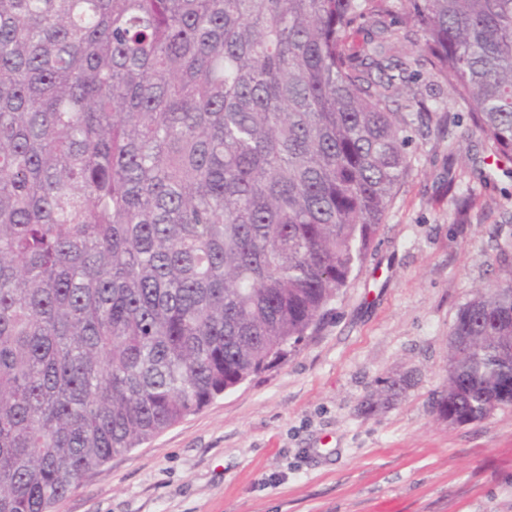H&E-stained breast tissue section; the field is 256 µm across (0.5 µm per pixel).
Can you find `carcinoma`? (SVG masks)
<instances>
[{"instance_id":"1","label":"carcinoma","mask_w":512,"mask_h":512,"mask_svg":"<svg viewBox=\"0 0 512 512\" xmlns=\"http://www.w3.org/2000/svg\"><path fill=\"white\" fill-rule=\"evenodd\" d=\"M463 121L512 177V0H0V512L285 360L414 137ZM500 262L450 330V425L512 407Z\"/></svg>"}]
</instances>
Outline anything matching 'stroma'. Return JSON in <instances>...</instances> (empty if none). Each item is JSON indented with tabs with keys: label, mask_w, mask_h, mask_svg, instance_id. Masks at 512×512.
<instances>
[{
	"label": "stroma",
	"mask_w": 512,
	"mask_h": 512,
	"mask_svg": "<svg viewBox=\"0 0 512 512\" xmlns=\"http://www.w3.org/2000/svg\"><path fill=\"white\" fill-rule=\"evenodd\" d=\"M414 140L412 167L359 270L304 345L141 447L89 474L54 512H512V408L451 425L432 408L448 332L503 278L512 179L469 174ZM473 189L457 223L448 180ZM405 380L382 403L387 381Z\"/></svg>",
	"instance_id": "obj_1"
}]
</instances>
